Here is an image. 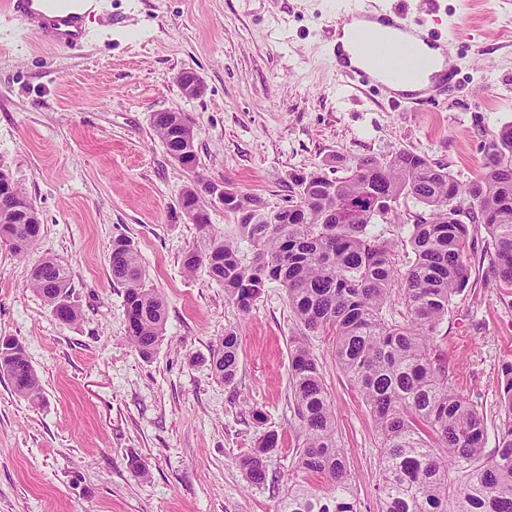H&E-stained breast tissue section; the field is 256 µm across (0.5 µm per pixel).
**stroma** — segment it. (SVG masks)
Masks as SVG:
<instances>
[{"mask_svg":"<svg viewBox=\"0 0 512 512\" xmlns=\"http://www.w3.org/2000/svg\"><path fill=\"white\" fill-rule=\"evenodd\" d=\"M100 2L77 51L40 46L0 10V170L41 220L27 252L0 244V337L22 344L41 385L31 401L0 376V512H279L303 440L289 386L303 328L277 282L245 315L207 268L184 270L198 230L179 201L201 176L276 211L294 198L295 176L342 177L351 160L395 150L469 181L490 136L512 125V0H440L457 31L448 44L457 89L398 106L369 86L350 99L336 90L332 23L346 0ZM185 69L199 74L200 95L178 84ZM169 109L193 127L196 171L154 133L155 113ZM398 210L401 223L367 231L390 240L403 266L422 208L406 197ZM471 234L469 282L437 345L449 384L484 415L490 451L512 362V289L490 272L484 227ZM118 235L134 243L147 287L166 302L148 358L128 340L124 289L111 276ZM48 257L69 271L76 321L54 316L30 284ZM230 328L240 349L227 385L212 356ZM307 338L358 510L377 512L381 440L371 412L338 368L332 336ZM269 431L280 447L254 485L239 459Z\"/></svg>","mask_w":512,"mask_h":512,"instance_id":"stroma-1","label":"stroma"}]
</instances>
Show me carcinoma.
Instances as JSON below:
<instances>
[{
  "label": "carcinoma",
  "instance_id": "obj_1",
  "mask_svg": "<svg viewBox=\"0 0 512 512\" xmlns=\"http://www.w3.org/2000/svg\"><path fill=\"white\" fill-rule=\"evenodd\" d=\"M153 127L176 157L182 141L194 140L181 112L155 113ZM294 183L295 208L284 212L225 193L224 208L237 215L239 235L253 248L251 262L243 264L237 245L213 233L206 221L198 224L199 244L184 256V268L207 266L244 314L265 281L275 280L305 331L334 336L336 363L369 407L381 439L378 512H512V362L502 370V419L497 446L487 454L484 416L450 386L436 345L440 321L468 285L466 252L476 220L494 241V277L512 288V125L490 139L481 170L465 183L403 150L384 159L359 158L341 178L311 172ZM403 196L421 204L424 215L412 225L413 259L402 272L390 241L369 234L367 227L378 220L400 223L393 203ZM16 206L25 209L24 223L0 224V240L20 254L38 240L40 221L18 187L0 200V209ZM462 212L470 222L458 219ZM109 262L112 278L125 288L129 341L147 358L163 337L164 299L146 287L129 240H112ZM31 284L55 316L76 319L62 264L44 261ZM396 295L405 308L403 321L389 322L383 310ZM239 346L237 332L228 330L213 355L226 383L236 377ZM0 374L17 395L39 397L38 376L14 339L0 345ZM290 383L304 432L296 468L323 486L288 487L280 512H358L348 484L347 450L336 438L335 410L303 336L293 341ZM278 448L279 435L268 432L240 458L251 483L266 481L268 455Z\"/></svg>",
  "mask_w": 512,
  "mask_h": 512
}]
</instances>
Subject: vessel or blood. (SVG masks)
Segmentation results:
<instances>
[{
	"instance_id": "obj_1",
	"label": "vessel or blood",
	"mask_w": 512,
	"mask_h": 512,
	"mask_svg": "<svg viewBox=\"0 0 512 512\" xmlns=\"http://www.w3.org/2000/svg\"><path fill=\"white\" fill-rule=\"evenodd\" d=\"M79 0H0V9L9 13L20 27L35 35L39 43L60 49L74 50L82 47L85 31L82 18L75 7ZM378 21L390 32L389 37L374 39L372 34H360L359 39L365 48L374 54L381 76L397 81L404 80L406 71L422 69L426 60L421 48L447 54V37L442 32L429 28L422 17L411 15L404 0L386 14L376 15L371 0H351L347 13L341 14L337 27H344L351 17ZM338 88L350 92L357 83L369 82L368 73L349 54L341 52L336 56ZM453 69L447 68L431 80L421 91L405 95L395 94L393 104H401L405 99H418L419 96L446 94L452 89Z\"/></svg>"
}]
</instances>
